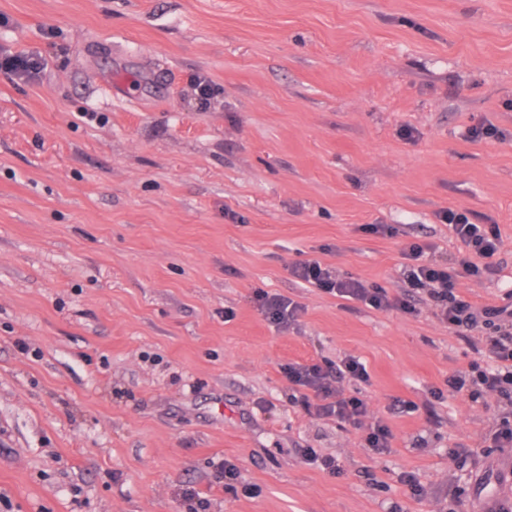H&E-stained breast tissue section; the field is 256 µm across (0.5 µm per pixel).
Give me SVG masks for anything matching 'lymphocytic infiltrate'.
Here are the masks:
<instances>
[{
	"label": "lymphocytic infiltrate",
	"mask_w": 512,
	"mask_h": 512,
	"mask_svg": "<svg viewBox=\"0 0 512 512\" xmlns=\"http://www.w3.org/2000/svg\"><path fill=\"white\" fill-rule=\"evenodd\" d=\"M438 218L448 224L462 249L454 262L441 265L429 258L428 245L407 243L402 251L403 278L407 285L403 295L392 296L383 289L366 287L352 277H336L328 265L317 259L296 263L291 273L324 293L377 310L395 309L413 314L420 297L424 296L434 307L436 317L449 327L466 330L482 325L492 327L494 334L486 342L495 359L494 366L485 369L476 366L471 373L450 375L447 385L452 391H465L474 398L494 393L512 399V308H479L455 292L459 279L497 273L494 257L500 248L499 235L491 225L472 223L463 213L444 210ZM254 302L259 311L284 330L294 325L302 312L301 305L294 300L262 289L256 291ZM281 372L296 392L295 403L307 413L353 424L368 416V404L361 394L348 395L340 387L344 381L356 385L368 382L369 373L357 357L348 355L327 365L288 363L282 365Z\"/></svg>",
	"instance_id": "obj_1"
}]
</instances>
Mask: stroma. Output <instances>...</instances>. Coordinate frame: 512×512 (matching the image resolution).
Masks as SVG:
<instances>
[{
	"mask_svg": "<svg viewBox=\"0 0 512 512\" xmlns=\"http://www.w3.org/2000/svg\"><path fill=\"white\" fill-rule=\"evenodd\" d=\"M481 121L505 140H470ZM445 209L498 226V274L456 292L504 305L512 0H0V512H190L189 490L205 512L512 497V449L490 441L506 408L444 388L491 364L485 329L288 272L314 258L402 294L406 242L457 256ZM260 288L302 305L293 328ZM347 355L393 434L384 456L290 400L281 365ZM223 459L259 495L226 490ZM254 302L259 311L284 330H288L296 323L303 310V307L294 300L263 289L256 291Z\"/></svg>",
	"mask_w": 512,
	"mask_h": 512,
	"instance_id": "obj_1",
	"label": "stroma"
}]
</instances>
